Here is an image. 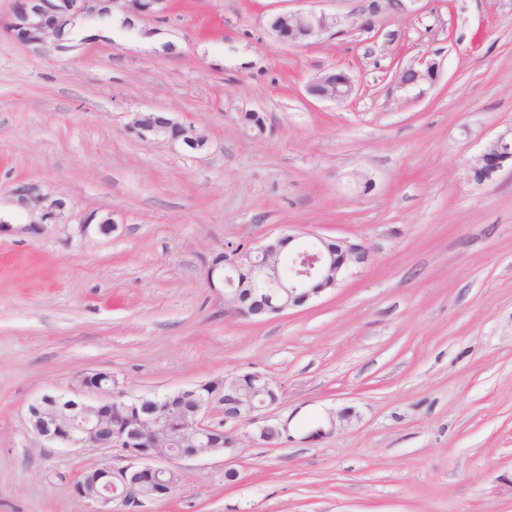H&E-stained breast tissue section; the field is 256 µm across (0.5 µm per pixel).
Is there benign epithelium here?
Listing matches in <instances>:
<instances>
[{"label": "benign epithelium", "mask_w": 512, "mask_h": 512, "mask_svg": "<svg viewBox=\"0 0 512 512\" xmlns=\"http://www.w3.org/2000/svg\"><path fill=\"white\" fill-rule=\"evenodd\" d=\"M123 3L133 16L159 14L168 0H15L12 15L0 21V31L15 43L40 48L53 38L66 49V32L79 21L103 17L112 6ZM419 0H369L361 26L375 27L376 18L388 12L410 13ZM344 19L323 10L284 11L267 22L270 36L289 46H301L322 34L343 32ZM436 63L421 60L420 66L398 69L396 86L409 89L434 80ZM307 94L317 100L343 103L357 93L354 79L344 70H328L313 79ZM135 133L148 139L163 136L193 151L205 148L207 140L191 125L174 121L162 113H141L132 123ZM512 160V140L500 135L478 159L474 172L489 179ZM14 194L24 207L34 204L42 221L59 217L62 203L48 201L31 185H19ZM283 239L246 247L250 260L252 288L237 287L228 278L223 287L224 308L245 318L281 314L301 307L327 290L335 288L353 265L365 262L367 249L347 240L318 238L310 248L294 247L283 257ZM288 267V275L270 272V263ZM105 395L92 402L88 395ZM277 393L259 372H247L180 388L163 396L126 398L112 388V374L95 372L81 379V389L71 395L46 394L28 406V421L39 438L67 448L117 449L127 461L121 469L110 466L87 472L73 486L74 493L92 504L91 512H140L146 501L171 495L177 488L180 464L206 455L223 454L234 444L232 434L206 424L214 404L224 406V421H243L274 404ZM120 503L121 508L114 507Z\"/></svg>", "instance_id": "1"}]
</instances>
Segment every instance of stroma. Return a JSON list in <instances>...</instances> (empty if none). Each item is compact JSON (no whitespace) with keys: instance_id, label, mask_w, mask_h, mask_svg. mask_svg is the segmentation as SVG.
Wrapping results in <instances>:
<instances>
[{"instance_id":"35a3bbf8","label":"stroma","mask_w":512,"mask_h":512,"mask_svg":"<svg viewBox=\"0 0 512 512\" xmlns=\"http://www.w3.org/2000/svg\"><path fill=\"white\" fill-rule=\"evenodd\" d=\"M303 6L171 0L132 24L169 52L96 38L98 18L64 51L0 38V512H88L74 483L122 467L28 422L98 371L132 396L250 371L278 394L254 423L214 406L232 450L186 462L143 512H512V164L473 173L512 136V0H418L300 47L269 37L271 15ZM421 58L434 82L395 87ZM333 68L357 94L308 96ZM145 112L206 147L140 139ZM25 183L63 202L59 220L28 226L11 194ZM287 235L368 258L284 314L225 311L213 257ZM511 160L512 140H509L506 134H502L480 156L473 170L480 174L483 180L490 179Z\"/></svg>"}]
</instances>
